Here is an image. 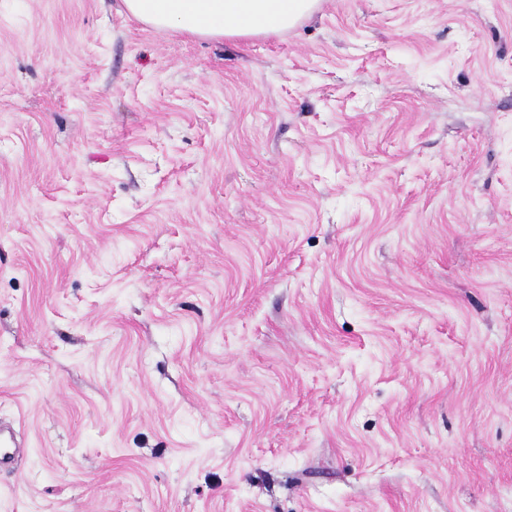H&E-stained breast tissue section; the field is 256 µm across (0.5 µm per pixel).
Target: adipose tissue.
<instances>
[{"mask_svg": "<svg viewBox=\"0 0 512 512\" xmlns=\"http://www.w3.org/2000/svg\"><path fill=\"white\" fill-rule=\"evenodd\" d=\"M319 0H123L144 24L210 39L274 34L310 17Z\"/></svg>", "mask_w": 512, "mask_h": 512, "instance_id": "ef3b65f1", "label": "adipose tissue"}]
</instances>
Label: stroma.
<instances>
[{"label": "stroma", "mask_w": 512, "mask_h": 512, "mask_svg": "<svg viewBox=\"0 0 512 512\" xmlns=\"http://www.w3.org/2000/svg\"><path fill=\"white\" fill-rule=\"evenodd\" d=\"M0 423V512H512V0H0ZM319 0H123L144 24L210 39L274 34L310 17Z\"/></svg>", "instance_id": "stroma-1"}]
</instances>
